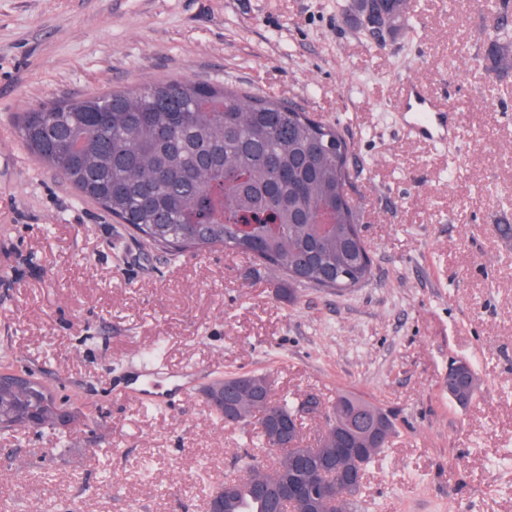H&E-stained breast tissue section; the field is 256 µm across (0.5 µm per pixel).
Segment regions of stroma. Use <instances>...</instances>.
Instances as JSON below:
<instances>
[{
    "mask_svg": "<svg viewBox=\"0 0 512 512\" xmlns=\"http://www.w3.org/2000/svg\"><path fill=\"white\" fill-rule=\"evenodd\" d=\"M408 4L379 45L336 0H0V354L77 415L0 433L9 512H201L255 434L199 393L230 372L316 398L307 444L340 392L391 414L353 512H512V69L484 33L512 0ZM181 78L275 97L350 141L367 284L287 295L253 259L152 249L19 137L20 113ZM407 79L461 115L457 140L404 132ZM459 360L480 384L464 407L446 384ZM145 385L158 406L136 399Z\"/></svg>",
    "mask_w": 512,
    "mask_h": 512,
    "instance_id": "stroma-1",
    "label": "stroma"
}]
</instances>
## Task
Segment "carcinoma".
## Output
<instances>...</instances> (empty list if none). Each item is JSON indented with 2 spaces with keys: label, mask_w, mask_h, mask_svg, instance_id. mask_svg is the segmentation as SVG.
<instances>
[{
  "label": "carcinoma",
  "mask_w": 512,
  "mask_h": 512,
  "mask_svg": "<svg viewBox=\"0 0 512 512\" xmlns=\"http://www.w3.org/2000/svg\"><path fill=\"white\" fill-rule=\"evenodd\" d=\"M357 14L406 24L407 0H356ZM495 64L512 67V26L501 16L486 29ZM18 132L49 170L102 206L149 244L174 255L227 249L280 272L288 284L343 291L372 276V259L347 199L351 145L331 125L291 105L224 85L188 79L138 91L115 90L22 113ZM479 388L472 367L449 396L468 404ZM202 393L221 417L254 426L263 447L249 455L248 476L224 493L223 512H270L261 485L295 512H351L349 484L338 497L305 506L295 480L329 488L341 472L365 469L383 450L377 434L395 430L379 405L351 392L336 397L317 440L280 445L274 417L288 413L269 395L266 377L231 375ZM64 407L38 379L0 388V424L23 430L26 419ZM361 452L341 471L320 465L338 448ZM272 458L270 468L258 457Z\"/></svg>",
  "instance_id": "1"
}]
</instances>
